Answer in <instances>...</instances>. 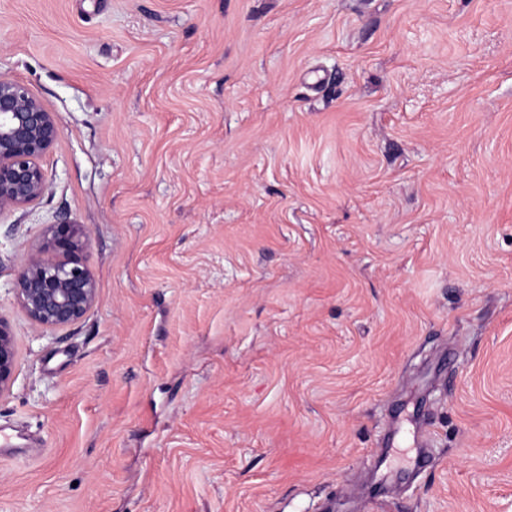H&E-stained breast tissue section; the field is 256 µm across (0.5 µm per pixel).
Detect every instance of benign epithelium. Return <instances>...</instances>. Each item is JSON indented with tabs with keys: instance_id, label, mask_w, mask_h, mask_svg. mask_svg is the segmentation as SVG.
I'll return each instance as SVG.
<instances>
[{
	"instance_id": "7a95c632",
	"label": "benign epithelium",
	"mask_w": 512,
	"mask_h": 512,
	"mask_svg": "<svg viewBox=\"0 0 512 512\" xmlns=\"http://www.w3.org/2000/svg\"><path fill=\"white\" fill-rule=\"evenodd\" d=\"M59 134L55 113L25 84L0 78V214L26 208L45 195L49 182L39 159ZM88 242L83 224H47L41 244L25 256L14 295L35 326L61 331L81 321L95 306V280L79 257ZM16 366L15 339L8 322L0 317V397L10 391Z\"/></svg>"
}]
</instances>
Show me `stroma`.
<instances>
[{
	"label": "stroma",
	"instance_id": "35a3bbf8",
	"mask_svg": "<svg viewBox=\"0 0 512 512\" xmlns=\"http://www.w3.org/2000/svg\"><path fill=\"white\" fill-rule=\"evenodd\" d=\"M0 77L61 125L0 512H512V0H0ZM88 242L84 224H48L41 244L22 261L14 295L27 318L40 329H67L95 306V280L79 257Z\"/></svg>",
	"mask_w": 512,
	"mask_h": 512
}]
</instances>
